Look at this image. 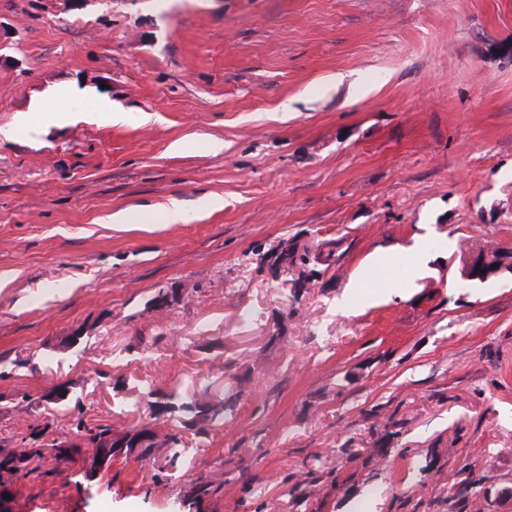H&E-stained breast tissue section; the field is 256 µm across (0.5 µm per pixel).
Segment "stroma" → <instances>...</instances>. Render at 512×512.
<instances>
[{"mask_svg":"<svg viewBox=\"0 0 512 512\" xmlns=\"http://www.w3.org/2000/svg\"><path fill=\"white\" fill-rule=\"evenodd\" d=\"M511 43L512 0H0V457L163 439L7 512H512V276L457 273L512 246ZM150 396L155 395L160 399L168 400L167 402L159 403L158 401L152 402L160 404L167 412H180L184 415L190 416L192 422L199 425V430L204 431L205 426L214 420L218 415L224 412V407L231 409L235 403L238 393L227 394L224 398V406L218 408L212 405L210 402H205L201 399H190L184 402H174L172 394L166 395L159 390L148 391ZM111 430L110 426H84L80 445H71L70 443L74 441L65 440L61 441L58 445L63 447L69 446L68 448H57L56 442L52 443L51 447L55 452V457L60 461H64V463L75 460L77 456H82L84 448H97L103 454L111 456L114 449L109 441Z\"/></svg>","mask_w":512,"mask_h":512,"instance_id":"obj_1","label":"stroma"}]
</instances>
